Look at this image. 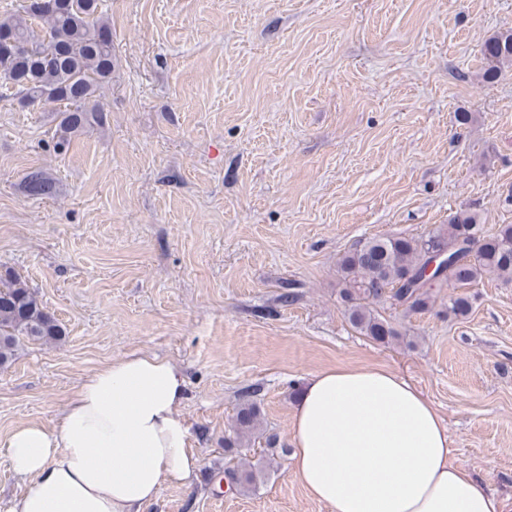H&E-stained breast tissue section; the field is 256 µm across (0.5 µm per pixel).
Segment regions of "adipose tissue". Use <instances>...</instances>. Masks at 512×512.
I'll list each match as a JSON object with an SVG mask.
<instances>
[{
  "label": "adipose tissue",
  "instance_id": "obj_1",
  "mask_svg": "<svg viewBox=\"0 0 512 512\" xmlns=\"http://www.w3.org/2000/svg\"><path fill=\"white\" fill-rule=\"evenodd\" d=\"M183 374L133 354L89 375L56 426L17 427L5 448L29 480L9 512H144L200 466L178 413ZM291 473L329 512H507L484 476L458 463L435 406L385 367L310 375L291 420Z\"/></svg>",
  "mask_w": 512,
  "mask_h": 512
}]
</instances>
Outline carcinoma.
Masks as SVG:
<instances>
[{"label": "carcinoma", "instance_id": "1", "mask_svg": "<svg viewBox=\"0 0 512 512\" xmlns=\"http://www.w3.org/2000/svg\"><path fill=\"white\" fill-rule=\"evenodd\" d=\"M103 0H29L23 12L0 20L24 47L14 56H0V77L17 90L24 107L53 103L60 112L55 148L64 150L73 133L106 119L100 89L112 80L116 59ZM480 53L483 79L492 82L512 63V30L484 40ZM26 193L49 196L53 183L41 170L29 172ZM474 213L455 214L445 228L427 237H373L360 241L337 262L339 298L349 322L360 334L388 344L401 337L378 307L390 303L422 314L432 306L433 288H451L448 314L471 311L466 289L484 277L512 284V224H501L487 236ZM436 263L431 274L426 270ZM65 336L57 319L11 270L0 271V368L11 364L20 340L52 343ZM260 427L253 403L238 411L234 437L226 448H239ZM230 484L243 491L256 488L260 471L240 463L229 473Z\"/></svg>", "mask_w": 512, "mask_h": 512}]
</instances>
